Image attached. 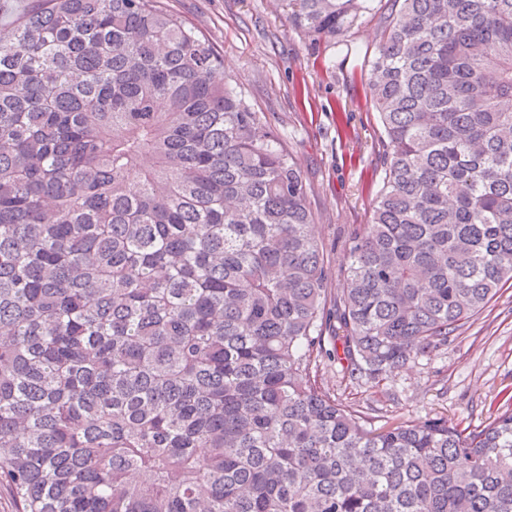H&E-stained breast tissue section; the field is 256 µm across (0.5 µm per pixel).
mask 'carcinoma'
Returning <instances> with one entry per match:
<instances>
[{
    "label": "carcinoma",
    "mask_w": 512,
    "mask_h": 512,
    "mask_svg": "<svg viewBox=\"0 0 512 512\" xmlns=\"http://www.w3.org/2000/svg\"><path fill=\"white\" fill-rule=\"evenodd\" d=\"M330 46L379 15L385 147L343 288L292 154L159 0L0 25V479L19 512H512V404L375 427L317 380L448 344L512 281V0H285Z\"/></svg>",
    "instance_id": "carcinoma-1"
}]
</instances>
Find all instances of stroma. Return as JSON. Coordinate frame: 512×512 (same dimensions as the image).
<instances>
[{"mask_svg":"<svg viewBox=\"0 0 512 512\" xmlns=\"http://www.w3.org/2000/svg\"><path fill=\"white\" fill-rule=\"evenodd\" d=\"M203 31L295 155L309 188L316 230L333 273L347 260L343 232L369 221L384 148L369 96L379 33L364 18L335 48L315 43L280 0H163ZM342 358L321 360L319 378L337 399L370 413L376 426L443 417L486 424L512 399V282L446 346L378 383L351 379Z\"/></svg>","mask_w":512,"mask_h":512,"instance_id":"obj_1","label":"stroma"}]
</instances>
